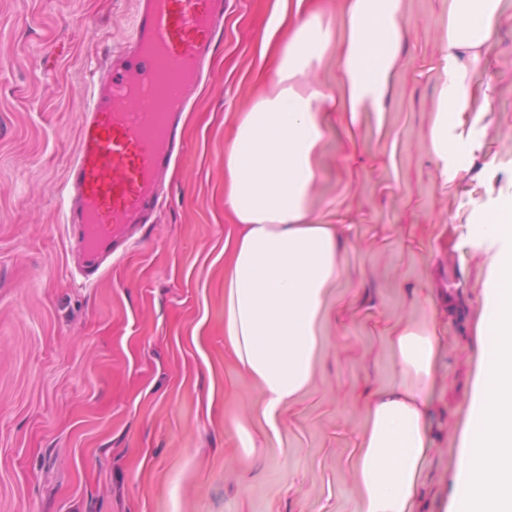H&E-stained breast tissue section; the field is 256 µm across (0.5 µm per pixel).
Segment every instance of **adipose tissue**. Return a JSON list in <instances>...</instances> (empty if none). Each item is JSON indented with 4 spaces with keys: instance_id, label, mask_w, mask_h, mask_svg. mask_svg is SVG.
Here are the masks:
<instances>
[{
    "instance_id": "adipose-tissue-1",
    "label": "adipose tissue",
    "mask_w": 512,
    "mask_h": 512,
    "mask_svg": "<svg viewBox=\"0 0 512 512\" xmlns=\"http://www.w3.org/2000/svg\"><path fill=\"white\" fill-rule=\"evenodd\" d=\"M402 0H346V34L336 85L313 80L334 44L319 0H274L260 56L274 67L277 88L260 91L241 113L224 150V348L255 383L253 416L276 415L304 396L314 378L331 288L344 274V225L321 223L311 209L325 116L380 113L397 50L405 37ZM504 0H448L443 46L446 79L430 128L443 172L468 149L461 115L475 93L469 76L488 62ZM404 377L379 390L366 409L352 472L359 512H415L430 433L427 385L437 335L403 329L392 341Z\"/></svg>"
}]
</instances>
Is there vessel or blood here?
Listing matches in <instances>:
<instances>
[{"instance_id": "b4317fda", "label": "vessel or blood", "mask_w": 512, "mask_h": 512, "mask_svg": "<svg viewBox=\"0 0 512 512\" xmlns=\"http://www.w3.org/2000/svg\"><path fill=\"white\" fill-rule=\"evenodd\" d=\"M224 0H139L134 34L86 71L78 144L61 191L85 277L149 223L182 150L184 111L221 36Z\"/></svg>"}]
</instances>
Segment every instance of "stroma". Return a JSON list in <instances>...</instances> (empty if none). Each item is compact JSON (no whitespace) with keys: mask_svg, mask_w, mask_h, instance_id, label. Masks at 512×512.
<instances>
[{"mask_svg":"<svg viewBox=\"0 0 512 512\" xmlns=\"http://www.w3.org/2000/svg\"><path fill=\"white\" fill-rule=\"evenodd\" d=\"M136 0H0V512H358L350 461L375 392L400 381L390 336L433 325L431 443L419 512H446L477 370L486 267L466 238L512 191V9L461 116L471 153L443 178L429 128L448 0H403L384 118L331 113L312 201L349 225L310 390L276 433L224 350V146L260 79L272 0H226L224 35L183 127L185 157L110 272L78 273L56 192L84 73L134 28ZM248 428L247 451L230 428Z\"/></svg>","mask_w":512,"mask_h":512,"instance_id":"obj_1","label":"stroma"}]
</instances>
